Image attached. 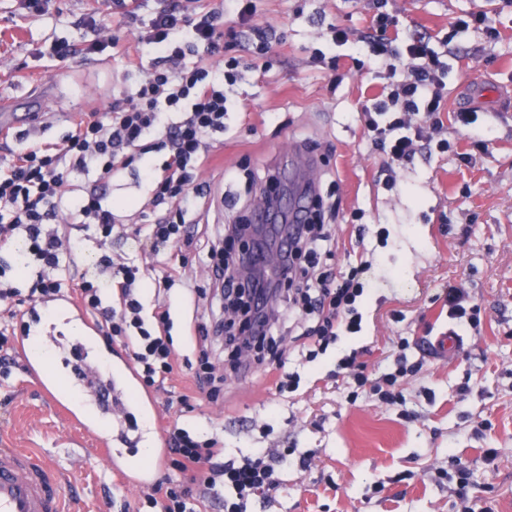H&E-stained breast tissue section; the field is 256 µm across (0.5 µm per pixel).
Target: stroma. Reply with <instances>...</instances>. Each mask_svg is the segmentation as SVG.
<instances>
[{"label":"stroma","mask_w":512,"mask_h":512,"mask_svg":"<svg viewBox=\"0 0 512 512\" xmlns=\"http://www.w3.org/2000/svg\"><path fill=\"white\" fill-rule=\"evenodd\" d=\"M253 4L254 24L285 42L267 71L252 65L244 45L234 47L241 60L234 105L224 119V140L201 174L212 193L201 200L198 216L218 238L246 215L289 143L316 145L324 199L336 206L330 265L339 274L366 266L362 330L343 334L310 363L288 345L286 369L302 377L294 393H277L251 357L246 369L227 371L212 402L197 389L194 371L178 366L157 390L155 408L129 407L124 428L141 437L173 421L203 434L217 427L228 459L254 448L288 449L280 489L256 500L252 512H457L450 482L438 476L456 464L475 486V512H512V103L480 106L477 123L488 149L450 119L441 136L451 151L425 150L388 172L384 153L364 134L361 108L382 97L385 84L368 54L348 44L332 48L325 62L312 59L330 27L370 32L372 0ZM387 11L401 37L451 36L449 111L470 106L476 83L512 95V5L505 0H389ZM478 11L494 15L496 39L475 29L450 34L454 18ZM96 13L106 18L115 46L56 57L55 43L80 47L91 39L84 22ZM131 29L112 18L107 0H47L40 10L0 0V97H12L18 111L29 113L27 129L60 138L63 113L80 118L106 111L159 61L160 52L138 43ZM42 97L48 107L39 112L35 101ZM105 193L123 217L147 186L130 168ZM65 231L82 244L81 260L67 271L71 278L98 277L105 253L141 267L156 261L150 245L130 234L102 251L92 230L69 224ZM452 286L479 304L478 329L449 319ZM170 305L182 356L190 352L187 325L223 315L220 293L199 262ZM446 331L458 343L442 354L434 340ZM349 355L369 386L356 388L340 369ZM402 357L413 371L401 378L402 397L391 404L371 386L396 371ZM182 395L186 405L167 409V399ZM77 413L74 422L59 410L28 376L22 356H15L8 377L0 376V448L50 459L82 512H131L138 490L117 488L103 465L73 460L74 450L94 447L102 432L85 408Z\"/></svg>","instance_id":"35a3bbf8"}]
</instances>
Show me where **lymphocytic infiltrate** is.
I'll return each instance as SVG.
<instances>
[{
	"instance_id": "lymphocytic-infiltrate-1",
	"label": "lymphocytic infiltrate",
	"mask_w": 512,
	"mask_h": 512,
	"mask_svg": "<svg viewBox=\"0 0 512 512\" xmlns=\"http://www.w3.org/2000/svg\"><path fill=\"white\" fill-rule=\"evenodd\" d=\"M388 0H373L372 33L361 41L377 67L389 79L384 99L365 108V134L382 150L389 165H403L423 149L434 146L445 153L449 141H434L443 125L446 106L448 63L431 45V38L418 35L403 41L387 37ZM251 4L240 5L232 19L218 8L195 6L194 0H166L147 31L137 32L140 42L156 47L164 58L124 98L103 113L83 120L60 142H31L13 152L0 166V253L12 251L24 240L26 254L39 264L33 292L52 300L61 294L77 295L82 306L99 325L108 329L112 341L128 351L143 387L159 388L174 371L175 352L166 303L144 319L140 300L142 275L138 266L103 257L106 284L91 280L64 283L63 263H75L80 249L63 240L56 222L68 219L93 226L99 245H107L116 227L112 206L103 192L105 181L118 170L140 165L151 187V205L161 208L156 220L146 225V237L154 253L163 254L160 280L164 288L183 281L190 256L202 253L205 264L221 287L225 307H232L241 291L229 259V244L241 236L242 225L228 226L225 235L207 250L198 244L202 231L192 230L187 216L193 197L209 194L211 186L199 176L209 162L211 140L223 133L228 112L225 86L238 77V58L224 60L223 71L202 63L184 65L187 53H221L225 22L247 29L248 49L255 61L272 54L281 40L274 31L252 23ZM163 154L161 166L152 154ZM87 175L88 184L77 204L67 198L70 174ZM315 209L301 230L288 241L276 275L277 289L287 291L288 310L275 307L244 310L240 323L223 322L216 328L197 323L190 340L199 352L200 378L208 376L209 336L224 338L225 348H266L267 361L279 370L277 392L297 391L300 377L287 372L285 357L277 345V327L285 314L296 316L305 328L299 334L300 352L316 358L340 333H356L362 316L356 302L364 293L357 274L337 278L328 268L333 238L329 223L336 220L335 205L314 197ZM166 456L177 470L194 472V488L169 489L164 497L144 493L142 506L152 512H202L218 503L224 512H249L256 494L278 490L285 456L274 448H258L236 459H225L224 442L218 435L203 438L173 424L165 431Z\"/></svg>"
}]
</instances>
